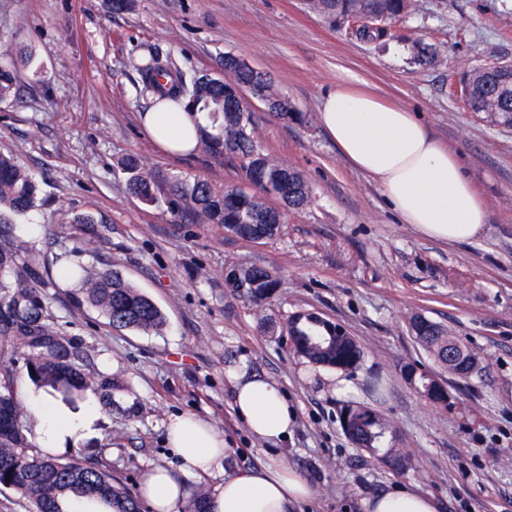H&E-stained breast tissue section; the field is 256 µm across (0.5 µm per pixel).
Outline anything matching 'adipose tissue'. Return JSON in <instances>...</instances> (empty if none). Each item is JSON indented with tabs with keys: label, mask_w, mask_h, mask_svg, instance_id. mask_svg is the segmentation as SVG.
<instances>
[{
	"label": "adipose tissue",
	"mask_w": 512,
	"mask_h": 512,
	"mask_svg": "<svg viewBox=\"0 0 512 512\" xmlns=\"http://www.w3.org/2000/svg\"><path fill=\"white\" fill-rule=\"evenodd\" d=\"M318 112L322 129L340 154L379 184L405 223L447 243L469 241L482 232L487 211L470 179L456 156L411 112L361 90L353 75L324 97ZM143 125L155 142L173 149L191 120L183 112L153 109L145 113ZM228 376L234 410L252 435L273 443L287 436L295 414L277 383L248 377L242 366L229 370ZM25 400L36 421L39 446L46 451L65 449L96 419L91 395L75 410L42 389L26 392ZM167 442L181 461L182 474L222 472V481L208 489L211 512H292L296 503L313 495L311 485L281 459L226 471L228 448L223 436L195 417H171ZM183 492L179 476L160 467L147 472L139 489L152 512H176ZM363 506L366 512H438L439 508L431 495L409 489L378 494Z\"/></svg>",
	"instance_id": "ef3b65f1"
}]
</instances>
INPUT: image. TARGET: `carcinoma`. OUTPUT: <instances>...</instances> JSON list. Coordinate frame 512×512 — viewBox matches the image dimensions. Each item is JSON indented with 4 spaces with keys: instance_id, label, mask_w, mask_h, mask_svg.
Segmentation results:
<instances>
[{
    "instance_id": "1",
    "label": "carcinoma",
    "mask_w": 512,
    "mask_h": 512,
    "mask_svg": "<svg viewBox=\"0 0 512 512\" xmlns=\"http://www.w3.org/2000/svg\"><path fill=\"white\" fill-rule=\"evenodd\" d=\"M304 8L322 17L331 27L357 40L382 48L395 41L404 44L421 65L438 56L424 38L407 39L397 26L415 11V0H303ZM142 92L156 101H167V112H184L193 122L185 142L191 151L215 161L237 162L245 184L214 185L207 180L177 179L167 200L173 212L190 211L202 224H219L240 239L261 242L275 239L284 214L311 201V189L295 167L274 159L258 144L255 122L244 93L261 102L284 121L302 123L305 115L284 97L275 83L240 57L226 53L223 73L187 72L174 62L150 53L141 59ZM17 68L0 55V102L16 98ZM471 112H482L491 121L512 124V62L468 66L460 70L451 91ZM124 170L131 174L129 190L146 203L157 201L154 181L139 173L140 159L126 157ZM40 187L33 175L13 156L0 153V338L22 350L29 379L38 388H50L67 403L91 392L112 404V378L93 376L81 369L79 347L51 324L38 264L25 255L16 234L14 218L36 207ZM278 201L274 206L267 197ZM61 280L76 279L80 288L74 300L95 307L114 328L158 334L166 325L161 309L112 268L89 271L73 265L58 271ZM225 286L255 308L263 307L279 288V279L258 266L233 267ZM415 339L440 366L456 373L448 362V332L422 316L411 319ZM281 331L295 355L312 364L341 371L360 367L364 351L355 340L330 347L331 332L314 313L289 317ZM0 486L13 489L28 503L29 512H68L73 496L102 502L107 512H140L135 493L112 476L102 461L71 458L62 461L39 452L21 423L23 406L12 387V372L0 375ZM353 425L364 449L377 452L390 423L368 408H356ZM385 462L396 471L410 465V455L391 448Z\"/></svg>"
}]
</instances>
